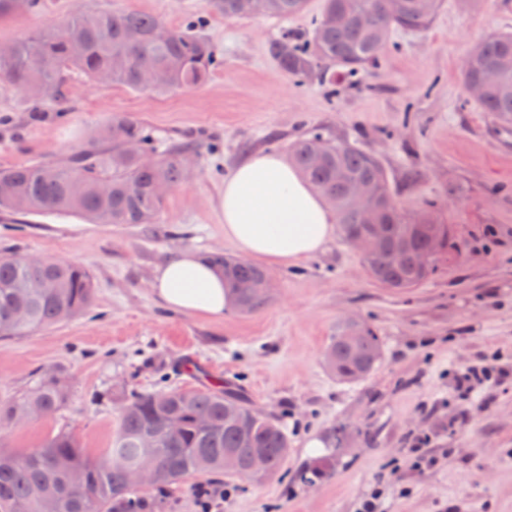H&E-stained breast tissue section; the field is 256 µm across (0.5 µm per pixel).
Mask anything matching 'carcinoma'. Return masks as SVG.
Returning a JSON list of instances; mask_svg holds the SVG:
<instances>
[{"label": "carcinoma", "instance_id": "cac0c4a2", "mask_svg": "<svg viewBox=\"0 0 512 512\" xmlns=\"http://www.w3.org/2000/svg\"><path fill=\"white\" fill-rule=\"evenodd\" d=\"M226 20L256 15L286 21L304 13L307 0H211ZM442 0H323L320 13L305 30H283L270 48L284 72L296 77L316 75L334 88L340 78L355 85L379 62L390 33L423 32L432 24ZM208 18L193 16L179 28L138 12L99 10L72 15L66 23L36 36L15 41L16 52L0 62V82L42 96L46 84L57 86L53 101L65 100L66 74L78 71L92 81L101 73L111 83L138 92L167 93L205 83L223 65L205 35ZM498 69L494 82L475 98L485 112L504 125L512 123V31L502 30L480 40L468 54L462 81L468 87L484 72ZM200 144L187 141L161 150L149 143L133 118L114 114L71 164L56 169L30 164L0 170V211L10 215L70 214L95 224H152L163 198L155 186L181 184L188 176L184 159L198 154ZM291 164L335 211L343 240L377 224L374 241L362 256L370 278H383L398 290L416 288L436 268L421 262L439 236L450 241L446 224L417 230L394 200L390 180L377 156L348 138L331 139L310 131L288 148ZM375 188L374 215L359 208L347 194L350 183ZM405 245V259L395 248ZM208 260L224 273L238 310L253 313L269 301L270 277L261 267L224 253ZM95 282L82 266L51 257L0 255V339L46 329L89 310ZM349 324L339 323L324 353L325 365L340 383L370 376L382 359L375 329L362 322L358 341L345 340ZM68 398L67 383L45 373L29 392L0 399V425L50 416ZM206 421L200 422L199 416ZM253 417L249 432L235 418ZM175 418L179 427L166 428ZM152 443L151 485L165 487L190 478L224 473V455L240 467L228 476L251 478L261 457L267 476L277 474L286 457L288 434L260 416L247 399L231 389L189 387L134 393L119 416L117 432L106 456L89 458L77 439L61 431L23 453L0 448V512H154L147 497L133 492L130 472L141 463L143 440ZM334 465L322 457L301 473L315 480L330 477Z\"/></svg>", "mask_w": 512, "mask_h": 512}]
</instances>
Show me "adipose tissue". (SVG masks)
I'll return each instance as SVG.
<instances>
[{"instance_id": "obj_1", "label": "adipose tissue", "mask_w": 512, "mask_h": 512, "mask_svg": "<svg viewBox=\"0 0 512 512\" xmlns=\"http://www.w3.org/2000/svg\"><path fill=\"white\" fill-rule=\"evenodd\" d=\"M224 236L243 256L285 266L319 254L332 235L334 214L277 153L257 152L224 181ZM171 310L212 318L234 308L224 277L198 253L184 250L158 264L150 282Z\"/></svg>"}]
</instances>
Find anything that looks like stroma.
Returning a JSON list of instances; mask_svg holds the SVG:
<instances>
[{"mask_svg":"<svg viewBox=\"0 0 512 512\" xmlns=\"http://www.w3.org/2000/svg\"><path fill=\"white\" fill-rule=\"evenodd\" d=\"M96 10L148 13L171 27L208 12L206 34L224 66L200 86L164 94L75 74L65 111L39 118L29 94L0 84V169L66 163L115 113L135 118L160 147L206 144L154 223L0 213V254L76 262L96 284L89 312L0 341V399L46 371L65 377L70 392L53 416L0 428V445L27 451L62 430L99 458L116 433L122 392L207 378L278 420L290 448L263 481L207 480L229 492L213 512H357L380 479L379 512H512V381L468 395L455 387L456 374L483 358L512 372V130L468 99L461 79L475 42L512 29V0H445L428 30L392 32L362 88L342 85L332 97L273 60L269 47L285 24L228 21L207 0H40L35 11L0 19V44ZM310 128L362 137L402 213L413 222L433 212L450 225L456 253L417 288L398 291L369 278L335 233L316 256L270 268L261 311L211 318L159 304L150 281L166 256L234 253L218 207L225 176L251 153L287 154ZM349 317L368 322L383 349L374 373L355 384L337 382L323 360ZM185 360L193 370L182 369ZM172 364L180 373L163 379L161 367ZM417 437L434 459L422 472L408 453ZM313 438L320 447H309ZM322 457L333 459L334 474L300 484L298 472Z\"/></svg>","mask_w":512,"mask_h":512,"instance_id":"35a3bbf8","label":"stroma"}]
</instances>
